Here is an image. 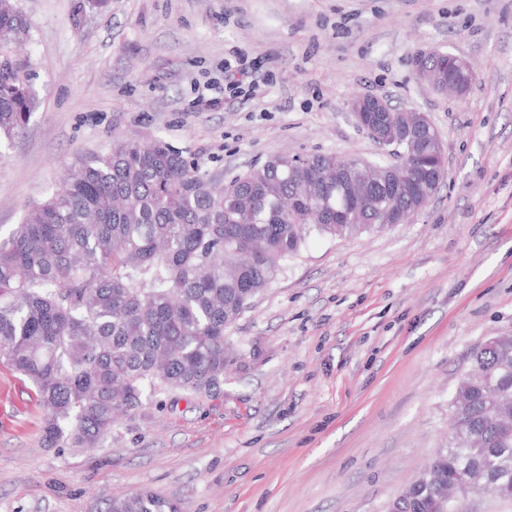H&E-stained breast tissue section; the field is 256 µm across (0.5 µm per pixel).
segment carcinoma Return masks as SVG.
I'll list each match as a JSON object with an SVG mask.
<instances>
[{
  "instance_id": "cac0c4a2",
  "label": "carcinoma",
  "mask_w": 512,
  "mask_h": 512,
  "mask_svg": "<svg viewBox=\"0 0 512 512\" xmlns=\"http://www.w3.org/2000/svg\"><path fill=\"white\" fill-rule=\"evenodd\" d=\"M29 28L13 0H0V144L28 125L31 63L12 50ZM424 66L456 77L441 54ZM403 150L418 180L446 177L421 135ZM387 182L369 201L336 180H359L360 158L277 155L228 181L212 179L170 143L117 139L79 158L22 222L0 232V364L26 377L43 409L47 448L93 450L112 438L146 390L207 391L230 362L227 332L313 232L344 237L391 228L388 209L414 215L421 195L394 163L373 162ZM468 385L453 398V433L419 476L430 512L466 470L512 501V337L470 354ZM106 512H181L144 491L116 496Z\"/></svg>"
}]
</instances>
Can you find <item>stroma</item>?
Wrapping results in <instances>:
<instances>
[{
  "instance_id": "obj_1",
  "label": "stroma",
  "mask_w": 512,
  "mask_h": 512,
  "mask_svg": "<svg viewBox=\"0 0 512 512\" xmlns=\"http://www.w3.org/2000/svg\"><path fill=\"white\" fill-rule=\"evenodd\" d=\"M15 4L35 105L0 147V227L117 137L163 139L217 179L276 155L376 159L358 95L427 113L447 177L409 223L311 234L230 329L220 386L144 397L104 448L44 447L30 383L0 365V512L144 490L183 512H388L447 445L471 351L512 336V0ZM428 49L477 82L435 91L413 66Z\"/></svg>"
}]
</instances>
